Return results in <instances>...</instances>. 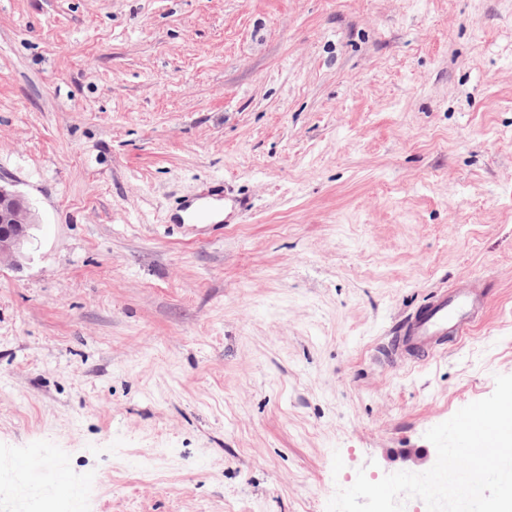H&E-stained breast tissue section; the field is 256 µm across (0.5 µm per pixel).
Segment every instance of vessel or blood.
Listing matches in <instances>:
<instances>
[{"label": "vessel or blood", "instance_id": "b4317fda", "mask_svg": "<svg viewBox=\"0 0 512 512\" xmlns=\"http://www.w3.org/2000/svg\"><path fill=\"white\" fill-rule=\"evenodd\" d=\"M199 206L191 221L204 224L208 221V204L223 200L230 216H238L249 209L248 202L229 194L218 185L198 194ZM486 297L482 285L468 281L449 291L436 293L430 305L416 313L404 325V332L390 352L391 359L410 357L417 360L428 355L433 348L448 337L459 338L468 334L473 319L484 309Z\"/></svg>", "mask_w": 512, "mask_h": 512}]
</instances>
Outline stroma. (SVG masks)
<instances>
[{"label":"stroma","instance_id":"obj_1","mask_svg":"<svg viewBox=\"0 0 512 512\" xmlns=\"http://www.w3.org/2000/svg\"><path fill=\"white\" fill-rule=\"evenodd\" d=\"M219 180L251 211L172 232ZM0 184L38 219L0 264L38 512H326L512 375V0H0ZM473 279L467 336L382 360Z\"/></svg>","mask_w":512,"mask_h":512}]
</instances>
